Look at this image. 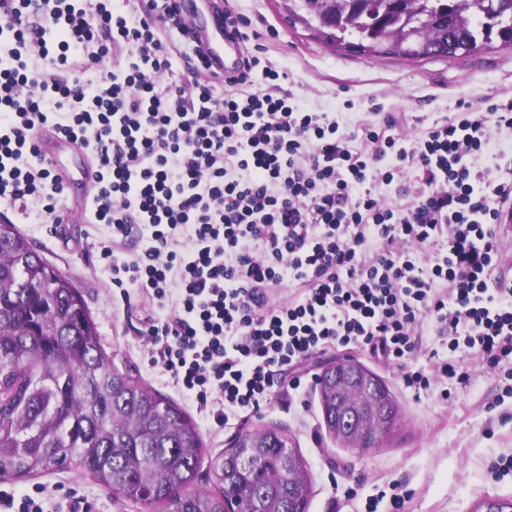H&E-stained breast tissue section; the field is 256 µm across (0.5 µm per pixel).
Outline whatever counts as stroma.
<instances>
[{"label":"stroma","instance_id":"stroma-1","mask_svg":"<svg viewBox=\"0 0 512 512\" xmlns=\"http://www.w3.org/2000/svg\"><path fill=\"white\" fill-rule=\"evenodd\" d=\"M229 5L248 20L251 43L264 46L261 60L279 72V89L292 92L313 111L341 113L350 131L391 113L398 132L419 136L434 121L458 112L461 102L480 105L491 97H512V48L498 42L452 58L370 57L336 48L316 28L293 19L288 0H229ZM20 230L81 289L114 364L194 414L205 457L220 454L244 428L277 426L293 438L307 463L312 486L308 512H361L368 496L392 482L410 493L404 512H486L489 503L512 500V477L498 480L487 471L492 459L512 454V400L492 407L495 373L479 361L457 355L469 379L453 386L451 400L435 393L417 399L403 388L397 367L366 351L330 348L300 365L298 389L220 427L197 415L195 405L150 366L140 335L150 306L136 292L127 304L113 297L112 273L100 258L102 231L84 223H28ZM346 356L380 376L399 406L392 433L373 448L344 447L323 422L317 378L327 361ZM37 482L48 488L46 512H67L75 497L89 512H165L160 505L148 511L114 498L74 467H53L12 487L21 495Z\"/></svg>","mask_w":512,"mask_h":512}]
</instances>
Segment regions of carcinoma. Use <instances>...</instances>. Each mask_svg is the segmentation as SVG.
Listing matches in <instances>:
<instances>
[{"instance_id": "obj_1", "label": "carcinoma", "mask_w": 512, "mask_h": 512, "mask_svg": "<svg viewBox=\"0 0 512 512\" xmlns=\"http://www.w3.org/2000/svg\"><path fill=\"white\" fill-rule=\"evenodd\" d=\"M318 21L336 47L407 58L475 52L498 39L512 47V0H291ZM328 431L336 428L329 392L336 370L318 377ZM380 427L366 448L387 435L396 401L377 379ZM263 449L243 485L224 487V458ZM288 434L245 430L210 460L214 488H196L203 439L177 403L112 365L83 295L34 250L15 225L0 224V481H19L51 466L88 472L112 496L169 512H226L241 491L254 512H306L310 489L288 494Z\"/></svg>"}]
</instances>
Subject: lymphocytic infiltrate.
I'll list each match as a JSON object with an SVG mask.
<instances>
[{
    "label": "lymphocytic infiltrate",
    "instance_id": "lymphocytic-infiltrate-1",
    "mask_svg": "<svg viewBox=\"0 0 512 512\" xmlns=\"http://www.w3.org/2000/svg\"><path fill=\"white\" fill-rule=\"evenodd\" d=\"M179 15L177 0H0V206L66 223L37 134L52 126L89 152L86 221L107 228L112 285L165 309L144 320L150 363L217 425L260 411L279 383L298 389L290 370L336 345L394 364L417 395L467 381L462 351L494 369L496 404L512 399L496 230L512 166L491 151L492 131H512V98L416 138L391 115L348 133L339 113L258 89L279 74L254 52L241 74L210 67L197 35L167 33ZM411 167L412 201H390ZM429 324L441 342L426 350Z\"/></svg>",
    "mask_w": 512,
    "mask_h": 512
}]
</instances>
